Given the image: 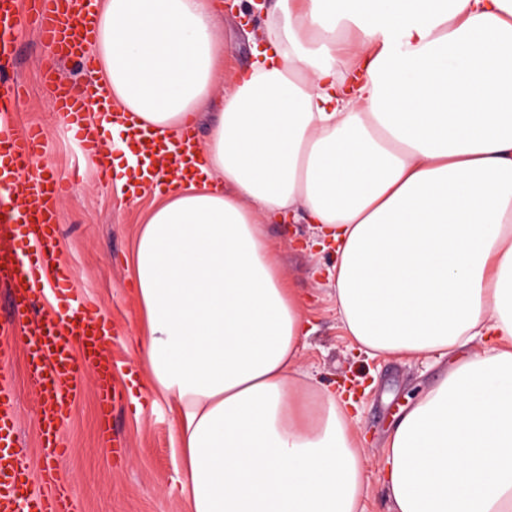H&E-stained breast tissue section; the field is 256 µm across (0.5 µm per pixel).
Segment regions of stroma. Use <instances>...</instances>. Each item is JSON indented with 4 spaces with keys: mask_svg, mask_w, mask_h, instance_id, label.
Segmentation results:
<instances>
[{
    "mask_svg": "<svg viewBox=\"0 0 512 512\" xmlns=\"http://www.w3.org/2000/svg\"><path fill=\"white\" fill-rule=\"evenodd\" d=\"M265 21V16H256L244 29L236 13L225 12L218 23L225 74L215 83V95L223 94L227 74L252 62V49L262 38ZM18 51L16 73L22 84L18 125L25 129L35 123L44 128L50 168L55 176L70 182L59 205L56 241L70 270L66 286L119 329L106 348L114 377L125 383L114 414L116 433L126 444L125 454L113 458L109 443L100 435L94 380H87L70 419L60 430L68 450L62 465L76 490L77 512H187L179 490L181 474L173 453L172 420L165 402L145 401V373L134 353L137 309L130 292L131 258L154 189L146 186L139 190L136 203L120 199L116 191L120 172L114 170L106 176L100 164L83 162L72 132L54 111L44 83L45 71L56 69L74 88L85 84L90 71L57 56L40 40L37 25L30 19L22 29ZM266 232L276 246L285 281L309 298L310 334L299 355L302 370L329 385L349 378L366 385L356 409L369 458L365 512H390L379 474L385 437L406 409L438 382L449 360L436 353L419 361L370 356L341 327L333 283L326 275L334 255L313 247V225L289 220L267 225ZM11 379L19 401L21 451L33 460L32 472L37 475L49 461L39 455L38 396L27 380L25 356L16 358Z\"/></svg>",
    "mask_w": 512,
    "mask_h": 512,
    "instance_id": "35a3bbf8",
    "label": "stroma"
}]
</instances>
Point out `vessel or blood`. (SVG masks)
Returning a JSON list of instances; mask_svg holds the SVG:
<instances>
[{"mask_svg": "<svg viewBox=\"0 0 512 512\" xmlns=\"http://www.w3.org/2000/svg\"><path fill=\"white\" fill-rule=\"evenodd\" d=\"M98 0H39V34L58 56L92 61L84 47L92 37ZM24 19L15 0H0V229L22 232L26 246L0 250V282L10 287L12 317L0 320V512H73L75 494L62 468L43 470L42 491L30 488L31 465L20 454L18 402L7 379L16 351H24L27 377L40 396L39 449L45 456L64 458L58 439L81 395L89 372L97 374L100 431L112 442L114 456L125 445L115 435L113 414L119 393L110 383L112 366L106 357L108 331L97 311L84 307L66 292L57 304L37 311L43 291V276L68 277L53 246L59 224V203L66 191L64 180L46 175L44 134L40 127L19 129L15 108L21 85L14 74L19 32ZM54 109L75 132L86 155L100 156L104 135L84 123L88 94H77L46 72ZM115 121L127 127L139 157L162 161L167 168L184 171L196 148L193 132H185L174 147H167L152 133L133 124L124 113L114 112Z\"/></svg>", "mask_w": 512, "mask_h": 512, "instance_id": "vessel-or-blood-1", "label": "vessel or blood"}]
</instances>
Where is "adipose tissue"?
Wrapping results in <instances>:
<instances>
[{"instance_id": "ef3b65f1", "label": "adipose tissue", "mask_w": 512, "mask_h": 512, "mask_svg": "<svg viewBox=\"0 0 512 512\" xmlns=\"http://www.w3.org/2000/svg\"><path fill=\"white\" fill-rule=\"evenodd\" d=\"M245 7L266 47L217 100L221 0H100L87 46L159 138L217 105L132 257L189 512H365L351 404L299 367L306 304L265 232L297 216L336 245L349 336L451 360L387 436L393 512H512V0Z\"/></svg>"}]
</instances>
